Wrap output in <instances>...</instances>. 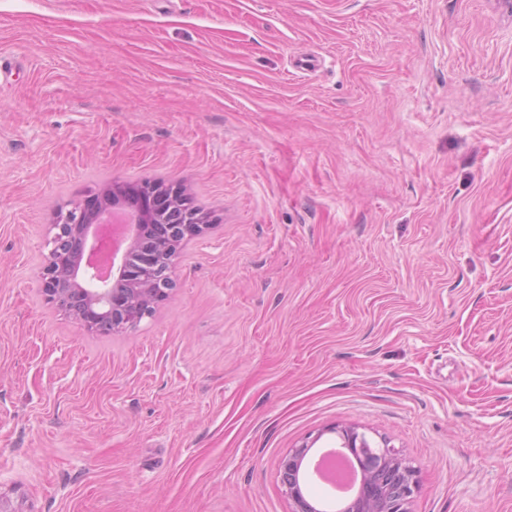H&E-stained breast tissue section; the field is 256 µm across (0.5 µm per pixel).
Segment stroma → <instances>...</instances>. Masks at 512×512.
<instances>
[{
    "instance_id": "35a3bbf8",
    "label": "stroma",
    "mask_w": 512,
    "mask_h": 512,
    "mask_svg": "<svg viewBox=\"0 0 512 512\" xmlns=\"http://www.w3.org/2000/svg\"><path fill=\"white\" fill-rule=\"evenodd\" d=\"M148 181L211 226L88 331L51 225ZM338 424L412 512H512V5L0 0V500L291 512L280 460Z\"/></svg>"
}]
</instances>
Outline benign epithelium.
<instances>
[{
  "label": "benign epithelium",
  "instance_id": "7a95c632",
  "mask_svg": "<svg viewBox=\"0 0 512 512\" xmlns=\"http://www.w3.org/2000/svg\"><path fill=\"white\" fill-rule=\"evenodd\" d=\"M133 197L125 234L104 238L114 195ZM47 263L41 273L47 302L72 315L91 332L123 333L154 314L173 290V260L181 245L210 228L207 216L195 207L186 189L144 183L110 185L91 202L58 212ZM330 431L340 447L360 460L364 493L348 512H410L417 491L415 470L395 451L376 446L355 425H335ZM313 444L303 443L280 461L283 485L293 512H317L305 497L301 469Z\"/></svg>",
  "mask_w": 512,
  "mask_h": 512
}]
</instances>
